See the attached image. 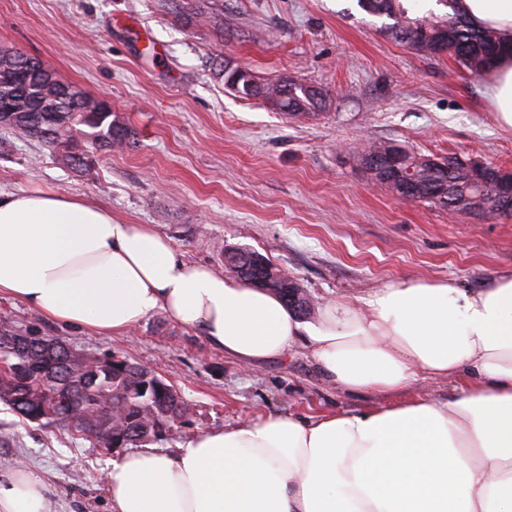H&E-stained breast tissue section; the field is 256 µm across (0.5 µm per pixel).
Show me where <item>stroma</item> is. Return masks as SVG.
Instances as JSON below:
<instances>
[{
    "mask_svg": "<svg viewBox=\"0 0 512 512\" xmlns=\"http://www.w3.org/2000/svg\"><path fill=\"white\" fill-rule=\"evenodd\" d=\"M223 3L222 15L195 21L164 0H0V50L38 58L60 80L106 96L137 138L85 175L0 128V191L51 189L95 202L121 223L152 225L184 259L219 272L225 250L255 251L318 310L409 277L477 289L512 269V216L452 218L400 200L349 158L362 141H388L512 170V130L495 121L486 77L387 39L357 0ZM227 60L262 81H308L329 105L293 119L238 97L224 85ZM3 326L146 367L171 385L188 413L154 440L166 452L270 413H359L411 397L337 390L301 342L243 368L160 312L125 334L90 333L0 297ZM122 454L0 404V465L22 460L46 478L53 512H110L104 474Z\"/></svg>",
    "mask_w": 512,
    "mask_h": 512,
    "instance_id": "stroma-1",
    "label": "stroma"
}]
</instances>
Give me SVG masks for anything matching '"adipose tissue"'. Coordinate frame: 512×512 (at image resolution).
Wrapping results in <instances>:
<instances>
[{
  "label": "adipose tissue",
  "mask_w": 512,
  "mask_h": 512,
  "mask_svg": "<svg viewBox=\"0 0 512 512\" xmlns=\"http://www.w3.org/2000/svg\"><path fill=\"white\" fill-rule=\"evenodd\" d=\"M512 40V0H459ZM486 94L512 128V55ZM68 326L119 334L157 312L246 367L307 339L326 380L423 397L359 414H270L197 434L176 455L141 448L107 474L112 512H512V271L478 290L403 279L361 307L303 322L274 294L193 264L149 224L52 191L0 193V294ZM0 512H50L46 483L0 468Z\"/></svg>",
  "instance_id": "1"
}]
</instances>
